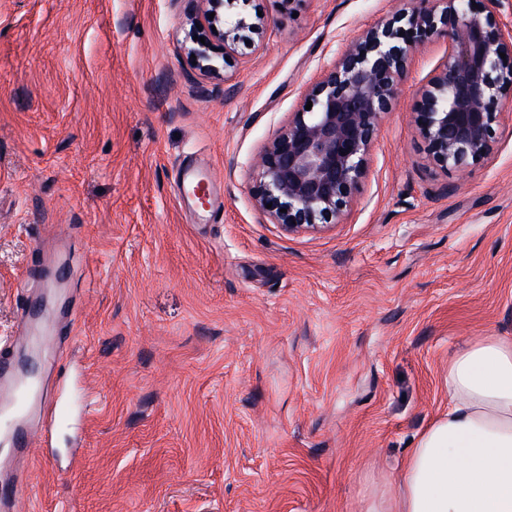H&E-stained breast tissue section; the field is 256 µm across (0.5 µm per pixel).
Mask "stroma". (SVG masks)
Segmentation results:
<instances>
[{
    "instance_id": "35a3bbf8",
    "label": "stroma",
    "mask_w": 512,
    "mask_h": 512,
    "mask_svg": "<svg viewBox=\"0 0 512 512\" xmlns=\"http://www.w3.org/2000/svg\"><path fill=\"white\" fill-rule=\"evenodd\" d=\"M415 0H233L268 19L220 80L175 0H0V340L39 250L75 320L37 359L93 407L21 512H367L448 409V358L512 337V103L466 178L427 159L413 54L347 219L291 234L253 159L346 40ZM208 174L207 202L180 194Z\"/></svg>"
}]
</instances>
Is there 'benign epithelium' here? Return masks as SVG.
Masks as SVG:
<instances>
[{
    "label": "benign epithelium",
    "mask_w": 512,
    "mask_h": 512,
    "mask_svg": "<svg viewBox=\"0 0 512 512\" xmlns=\"http://www.w3.org/2000/svg\"><path fill=\"white\" fill-rule=\"evenodd\" d=\"M177 2L189 25L187 55L207 78L220 76L242 32L260 35L268 27L262 16H227L224 0ZM507 7L512 0H418L352 40L309 88L311 109L290 113L256 155V209L290 234L341 223L409 56L435 37L446 39L448 52L419 91L416 131L430 159L447 172L464 175L486 159L500 109L512 101V27L499 21Z\"/></svg>",
    "instance_id": "benign-epithelium-1"
}]
</instances>
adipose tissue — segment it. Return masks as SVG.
<instances>
[{"mask_svg": "<svg viewBox=\"0 0 512 512\" xmlns=\"http://www.w3.org/2000/svg\"><path fill=\"white\" fill-rule=\"evenodd\" d=\"M448 395L388 501L369 512H512V340L489 336L455 352Z\"/></svg>", "mask_w": 512, "mask_h": 512, "instance_id": "ef3b65f1", "label": "adipose tissue"}]
</instances>
